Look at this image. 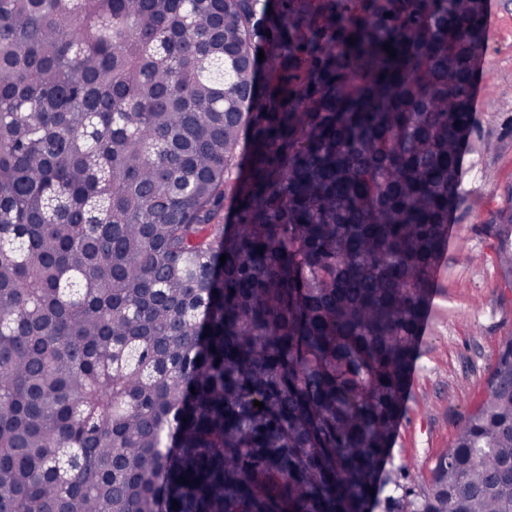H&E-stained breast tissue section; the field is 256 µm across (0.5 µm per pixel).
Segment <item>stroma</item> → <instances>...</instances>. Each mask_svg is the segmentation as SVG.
I'll use <instances>...</instances> for the list:
<instances>
[{"instance_id":"stroma-1","label":"stroma","mask_w":512,"mask_h":512,"mask_svg":"<svg viewBox=\"0 0 512 512\" xmlns=\"http://www.w3.org/2000/svg\"><path fill=\"white\" fill-rule=\"evenodd\" d=\"M498 3L477 77L491 91L474 110L483 144L464 158L468 198L451 218L459 238L439 266L429 334L386 462L418 490L483 399L499 345L512 336V290L502 285L499 243L483 230L492 213L512 209V0Z\"/></svg>"}]
</instances>
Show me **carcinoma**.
<instances>
[{
    "mask_svg": "<svg viewBox=\"0 0 512 512\" xmlns=\"http://www.w3.org/2000/svg\"><path fill=\"white\" fill-rule=\"evenodd\" d=\"M268 5L0 0V512H512V336L429 490L384 471L482 0Z\"/></svg>",
    "mask_w": 512,
    "mask_h": 512,
    "instance_id": "carcinoma-1",
    "label": "carcinoma"
}]
</instances>
